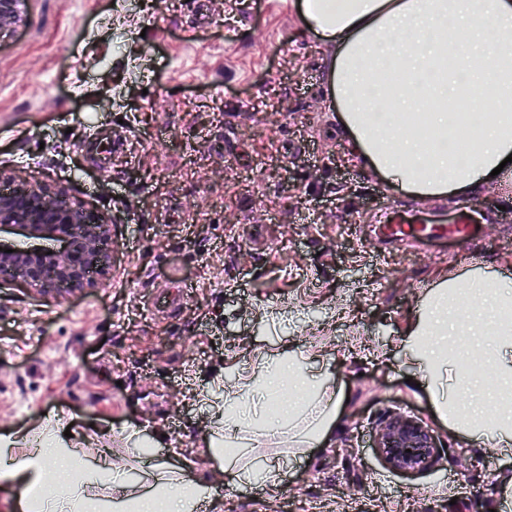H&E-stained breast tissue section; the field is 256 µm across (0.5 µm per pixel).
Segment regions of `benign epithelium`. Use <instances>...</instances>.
Instances as JSON below:
<instances>
[{
    "instance_id": "7a95c632",
    "label": "benign epithelium",
    "mask_w": 512,
    "mask_h": 512,
    "mask_svg": "<svg viewBox=\"0 0 512 512\" xmlns=\"http://www.w3.org/2000/svg\"><path fill=\"white\" fill-rule=\"evenodd\" d=\"M28 0H0V34L22 22ZM0 279L38 292L79 290L111 270L106 244L112 238L109 214L86 207L66 188L33 186L0 169ZM377 452L392 471L414 473L438 454L433 433L419 420L395 415L376 436Z\"/></svg>"
}]
</instances>
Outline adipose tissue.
Here are the masks:
<instances>
[{
  "label": "adipose tissue",
  "mask_w": 512,
  "mask_h": 512,
  "mask_svg": "<svg viewBox=\"0 0 512 512\" xmlns=\"http://www.w3.org/2000/svg\"><path fill=\"white\" fill-rule=\"evenodd\" d=\"M302 26L333 43L328 67L331 107L364 168L395 193L420 200L465 199L479 187L512 184V0H297ZM487 103L473 113V100ZM439 138L431 147L427 132ZM467 141L459 156L447 138ZM490 269L466 270L438 283L423 300V343L413 353L421 382L442 418L456 417L462 378L446 365L445 336L492 333L496 354L486 380L496 391L493 411L470 408L458 430L502 452L512 451V291ZM288 376L296 398L276 422L269 397ZM258 399L240 401L225 388L211 405L217 429L208 452L223 460L238 484L252 482L263 448L286 447L289 458L327 436L336 416V390L306 356L261 355L240 368ZM69 424L57 414L17 433L23 458L0 466V480L27 490L21 512H85L81 484H62L61 467L74 451L60 445ZM95 473L112 485L113 512H222L212 493L163 462L134 480L139 456L108 448L85 450Z\"/></svg>",
  "instance_id": "1"
}]
</instances>
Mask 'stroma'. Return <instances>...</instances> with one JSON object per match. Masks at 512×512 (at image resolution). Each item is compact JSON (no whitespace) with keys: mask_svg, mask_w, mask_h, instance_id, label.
Here are the masks:
<instances>
[{"mask_svg":"<svg viewBox=\"0 0 512 512\" xmlns=\"http://www.w3.org/2000/svg\"><path fill=\"white\" fill-rule=\"evenodd\" d=\"M28 0L0 36V169L114 220L112 271L61 295L0 282V445L64 413L146 465L200 448L201 393L258 354L312 355L336 389L324 443L278 487L197 458L222 512H512V455L471 441L412 384L411 333L458 270L512 276V186L393 194L353 158L326 79L334 47L296 0ZM396 224H467L448 245ZM419 419L433 465L389 470L381 424Z\"/></svg>","mask_w":512,"mask_h":512,"instance_id":"stroma-1","label":"stroma"}]
</instances>
